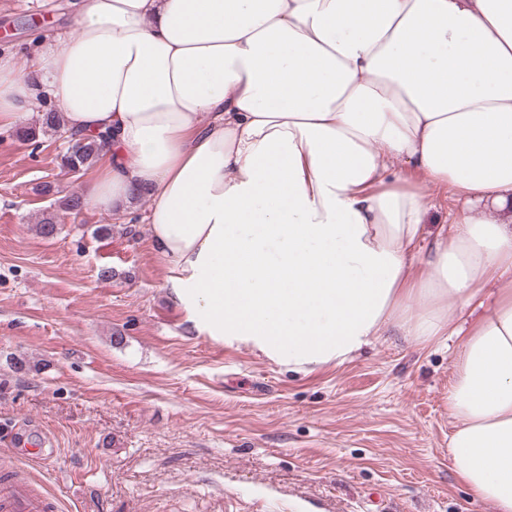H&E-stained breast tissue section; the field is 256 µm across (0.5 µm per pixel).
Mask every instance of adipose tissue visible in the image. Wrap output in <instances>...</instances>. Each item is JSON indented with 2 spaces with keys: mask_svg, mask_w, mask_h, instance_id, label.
I'll use <instances>...</instances> for the list:
<instances>
[{
  "mask_svg": "<svg viewBox=\"0 0 512 512\" xmlns=\"http://www.w3.org/2000/svg\"><path fill=\"white\" fill-rule=\"evenodd\" d=\"M25 67L0 56V125L50 99L108 133L87 205L143 222L173 301L294 372L388 331L461 336L448 460L512 512V0H73ZM451 189L433 231L432 188Z\"/></svg>",
  "mask_w": 512,
  "mask_h": 512,
  "instance_id": "1",
  "label": "adipose tissue"
}]
</instances>
